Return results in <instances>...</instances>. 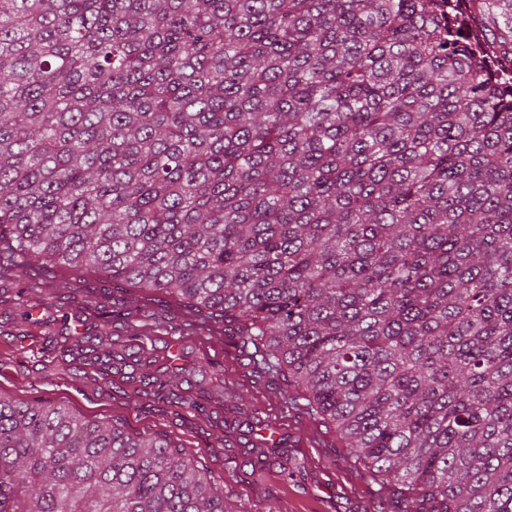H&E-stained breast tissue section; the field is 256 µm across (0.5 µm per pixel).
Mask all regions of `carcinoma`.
I'll return each instance as SVG.
<instances>
[{"mask_svg": "<svg viewBox=\"0 0 512 512\" xmlns=\"http://www.w3.org/2000/svg\"><path fill=\"white\" fill-rule=\"evenodd\" d=\"M112 283L301 390L374 512H512V0H0V278ZM143 395L204 415L179 375ZM0 512H236L164 436L0 395ZM171 299L162 293L147 294L144 299L146 306V315L152 313L167 314L168 317L180 316V309L170 302Z\"/></svg>", "mask_w": 512, "mask_h": 512, "instance_id": "carcinoma-1", "label": "carcinoma"}]
</instances>
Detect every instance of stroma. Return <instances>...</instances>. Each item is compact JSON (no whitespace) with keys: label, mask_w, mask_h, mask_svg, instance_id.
<instances>
[{"label":"stroma","mask_w":512,"mask_h":512,"mask_svg":"<svg viewBox=\"0 0 512 512\" xmlns=\"http://www.w3.org/2000/svg\"><path fill=\"white\" fill-rule=\"evenodd\" d=\"M98 284L96 274L63 272L48 306L29 323L13 303L16 283L0 280V393L47 399L87 420L113 418L132 432L165 435L192 453L241 512H369L379 498L399 497L397 486L380 487L346 457L334 430L287 409L281 385L251 378L246 359L226 336H198L176 347L166 331L157 330L126 362L104 366L94 363L91 349L67 351L65 339L95 332L81 296ZM173 363L183 391H227L222 405L197 417L138 397L142 375L165 377ZM219 430L223 448L209 447ZM269 433L276 447H264ZM261 453L272 464L257 472Z\"/></svg>","instance_id":"1"}]
</instances>
